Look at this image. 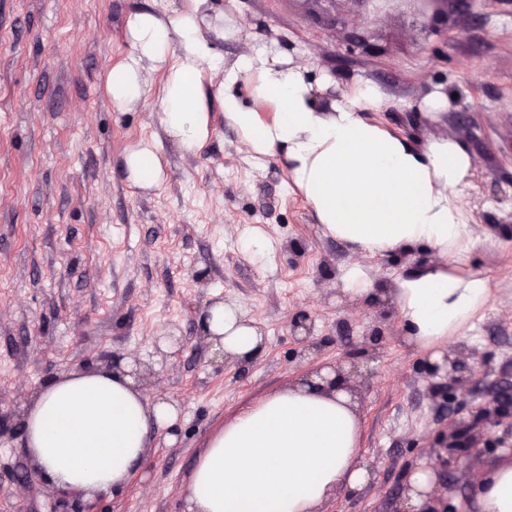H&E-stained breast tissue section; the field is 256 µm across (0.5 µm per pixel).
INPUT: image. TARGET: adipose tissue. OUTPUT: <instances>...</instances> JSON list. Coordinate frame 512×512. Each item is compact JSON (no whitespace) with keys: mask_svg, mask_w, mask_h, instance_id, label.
I'll use <instances>...</instances> for the list:
<instances>
[{"mask_svg":"<svg viewBox=\"0 0 512 512\" xmlns=\"http://www.w3.org/2000/svg\"><path fill=\"white\" fill-rule=\"evenodd\" d=\"M208 9L209 0H182L172 13L131 10L126 55L105 69L111 106L133 110L149 92V77L162 75L161 125L194 151L211 136V105L219 103L238 151L259 166L281 164L323 233L352 246L345 291H374L367 259L429 244L439 262L397 276L391 295L409 343L443 364L448 346L493 299L489 277L459 266L477 239L464 191L474 159L455 132L428 137L419 149L366 117L382 101L370 81L357 79L330 96V72L316 82L309 77L318 48L272 50L258 21L224 13L214 23ZM212 32L246 37L250 49L225 62L210 45ZM242 83L251 101L238 92ZM260 102L272 107V119L261 117ZM124 167L138 188L165 179L151 144L130 149ZM202 327L232 359H252L265 347L242 299L215 301ZM21 409L25 451L46 488L87 497L122 489L182 412L179 401L149 391L129 357L55 376L22 398ZM361 438L343 379L329 366L309 371L232 413L197 457L181 492L184 512H327L339 491H358L371 478ZM469 479L478 512H512V448Z\"/></svg>","mask_w":512,"mask_h":512,"instance_id":"adipose-tissue-1","label":"adipose tissue"}]
</instances>
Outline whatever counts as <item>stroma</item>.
I'll use <instances>...</instances> for the list:
<instances>
[{
	"instance_id": "obj_1",
	"label": "stroma",
	"mask_w": 512,
	"mask_h": 512,
	"mask_svg": "<svg viewBox=\"0 0 512 512\" xmlns=\"http://www.w3.org/2000/svg\"><path fill=\"white\" fill-rule=\"evenodd\" d=\"M210 3L262 20L268 43L321 44L315 72L378 85L376 118L413 145L459 133L476 162L470 222L483 233L464 267L495 282L491 306L446 354L469 374L449 386L407 343L391 300L343 290L350 245L323 234L281 165L242 158L220 106L194 152L162 129L160 77L138 111L112 108L103 73L126 53L127 13L171 12L181 0H0V512H183L180 490L225 417L323 365L353 394L374 467L329 512H404L407 476L422 460L437 512H471L466 471L512 444V407L498 400L512 383V319L500 313L512 305V112L501 107L512 97V0H473L466 13L432 0L423 17L412 0ZM356 34L367 50H351ZM422 69L456 96L432 121L409 107L423 94ZM141 142L156 146L167 175L147 192L124 171ZM254 229L272 242L266 256L243 247ZM437 259L419 244L368 264L389 288ZM238 298L266 336L248 362L216 352L201 329L212 303ZM162 332L175 336L171 348L156 342ZM131 354L151 387L181 401L176 443L158 434L119 493L47 491L21 448L20 398Z\"/></svg>"
}]
</instances>
